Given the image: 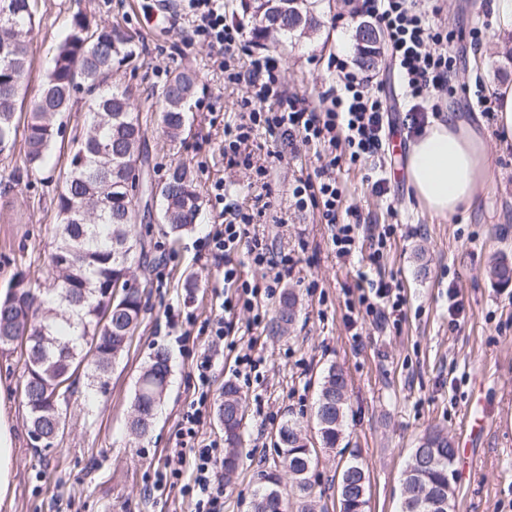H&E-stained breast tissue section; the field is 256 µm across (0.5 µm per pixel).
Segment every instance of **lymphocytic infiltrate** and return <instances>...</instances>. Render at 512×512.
<instances>
[{
  "mask_svg": "<svg viewBox=\"0 0 512 512\" xmlns=\"http://www.w3.org/2000/svg\"><path fill=\"white\" fill-rule=\"evenodd\" d=\"M195 34L206 36L224 50L241 44L243 32L224 18V0H187ZM358 13L373 18L382 28L387 50L393 62L398 85L410 103L403 118L407 136L420 135L429 114L438 112L434 94L453 92L452 75L459 65L456 55L447 50L453 34L435 23L416 0H360ZM338 78L327 93L328 105L316 108L288 90L275 59L267 54H249L245 67L227 68L228 82H248L254 90V105L240 121L224 125V166L232 169L248 166L252 156L244 150L255 130H264L281 145L317 144L326 150L314 176L296 179L292 188L294 207L300 212L317 213L321 223L331 231V241L338 258L367 249L369 267L376 277L367 279L366 289L358 297V306L373 324L384 330L399 329L405 316L404 299L394 288V276L382 274L381 261L387 244L395 235L391 224L358 222L355 209H343L342 189L336 177L340 163L351 166L372 164L369 176L371 191L387 195L390 179L380 165L381 152L393 124L383 97V88L369 77L354 71L343 57L334 61ZM207 193L215 212L213 225L206 236L211 257L224 267V282L235 289L225 297L222 317L211 324L212 339L223 341L231 333L228 319L237 306L253 307L258 295H274L285 277L291 274L294 257L278 250L268 239L250 231L263 211L257 205H242L231 200L223 180L212 181ZM246 251L252 264L275 271L271 281L258 286L240 276L235 255ZM215 363L203 357L196 365L199 396L182 414L177 436L181 446L192 450L193 478L182 482L180 469L155 472L153 492L168 494L179 491L191 498L195 512H224V448L213 441L198 445L199 427L208 417V400Z\"/></svg>",
  "mask_w": 512,
  "mask_h": 512,
  "instance_id": "lymphocytic-infiltrate-1",
  "label": "lymphocytic infiltrate"
}]
</instances>
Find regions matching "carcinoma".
<instances>
[{
  "mask_svg": "<svg viewBox=\"0 0 512 512\" xmlns=\"http://www.w3.org/2000/svg\"><path fill=\"white\" fill-rule=\"evenodd\" d=\"M9 10L0 15V151L15 145V114L28 68V46L35 22L30 0H0ZM320 0H244L243 12L255 21L254 37L262 47L271 33L283 37L306 35L320 29ZM359 60L375 66L382 34L365 37L356 31ZM136 46L116 29L93 25L78 10L69 18L51 58V66L29 115L23 157L16 171H35L43 166L59 129L54 118L70 110L73 93L84 88L93 93L106 83L112 70L129 64ZM198 77L176 71L163 86L160 121L167 135L176 138L188 121L187 104L196 93ZM90 133L73 140L70 169L60 187L56 208L57 245L50 255L56 273L54 287L45 290L19 272L10 282L20 299H0V351L20 350L24 360L22 389L26 401L28 433L43 436L33 445L51 447L64 425L62 405L73 393L78 372L88 385L106 392L112 366L123 355L143 311L144 290L127 287L133 261L146 263L145 251L137 250L130 226L140 218L127 183L134 171L141 173L143 195L161 201L158 219L175 239L196 222L202 196L193 172L184 162L170 169L166 180L155 186L149 173V155L142 149L144 129L135 111L131 92L118 85L95 96L89 106ZM490 279L498 286L512 284V263L498 257L489 266ZM295 295L283 294L276 327L295 317ZM171 376V360L162 348L154 350L136 381L134 416L129 428L146 435L157 406L164 399ZM347 380L334 364L319 382L316 407L317 433L325 448L342 438ZM245 408L239 390L224 383L218 406V422L224 430V478L235 471L242 453L241 435ZM278 456L293 480L301 512L313 490L303 472L312 464L314 449L308 446L303 427L287 421L279 427ZM456 448L448 435L429 431L412 452L403 479L400 512H433L431 503L453 497L446 493L448 471ZM366 473L359 454L341 472L340 497L345 512H365ZM281 476L271 470L260 478L250 502L252 512H287L280 490Z\"/></svg>",
  "mask_w": 512,
  "mask_h": 512,
  "instance_id": "cac0c4a2",
  "label": "carcinoma"
}]
</instances>
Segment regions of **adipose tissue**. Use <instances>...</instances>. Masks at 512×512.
Instances as JSON below:
<instances>
[{
  "label": "adipose tissue",
  "mask_w": 512,
  "mask_h": 512,
  "mask_svg": "<svg viewBox=\"0 0 512 512\" xmlns=\"http://www.w3.org/2000/svg\"><path fill=\"white\" fill-rule=\"evenodd\" d=\"M485 154L482 138L466 119L452 112L412 144L408 177L419 199L435 215L449 217L488 181Z\"/></svg>",
  "instance_id": "adipose-tissue-1"
}]
</instances>
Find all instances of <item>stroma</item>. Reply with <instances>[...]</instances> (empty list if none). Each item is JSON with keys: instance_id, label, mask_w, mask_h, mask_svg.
Masks as SVG:
<instances>
[{"instance_id": "obj_1", "label": "stroma", "mask_w": 512, "mask_h": 512, "mask_svg": "<svg viewBox=\"0 0 512 512\" xmlns=\"http://www.w3.org/2000/svg\"><path fill=\"white\" fill-rule=\"evenodd\" d=\"M438 21L456 38L450 53L462 62L456 86L481 82L487 93L512 83V29L505 28L491 0H439ZM180 0H33L35 29L25 102L27 118L47 74L66 19L83 10L97 23L117 26L133 38L136 58L114 73L111 84L129 87L148 121L145 142L162 181L171 164L188 163L199 189L225 178L233 199L254 202L266 196L270 207L255 230L297 260L281 290L297 297L295 320L286 330L274 327L280 299H267L270 318L252 328V313L237 308L234 347L208 344L202 332L220 315L223 270L203 243L213 220L203 205L191 230L172 240L165 225L135 224L134 239L144 242L152 267L134 264L131 277L149 281L146 309L129 345L112 370L107 394H95L79 381L64 413L65 426L53 447H33L26 429L18 353H0V407L14 434V464L0 512H194L178 493L149 494L154 472L178 452L177 424L197 397L195 366L203 355L217 361L208 404L217 408L225 380H235L246 406L243 454L224 489V512H249L262 471L278 465L274 434L286 420L315 426L318 380L329 364L343 368L349 383L344 438L322 448L310 470L315 485L314 512H339L340 467L359 449L367 472V512H399L404 472L420 437L431 430L447 433L461 453L454 464L453 512H512V285L494 286L487 269L497 257L512 260V140L501 139L494 122L466 94L439 97L441 109L463 113L481 134L490 170L488 183L472 202L452 217H440L414 194L408 178L392 180L388 197L375 196L365 170L338 174L346 204L357 207L370 224H393L397 231L383 266L395 273L406 297V317L399 330L365 325L353 335L348 305L359 295L356 272L361 256L338 261L326 225L312 213L296 212L291 186L313 173L314 148L281 154L265 134L254 143V167L224 169L225 122L240 119L252 98L247 82L230 84L217 62L223 53L194 36ZM321 28L301 38H281L275 55L288 88L309 106L322 103L336 83L335 56L358 59L355 40L360 21L352 0H323ZM484 25L483 44L471 49L469 30ZM199 75L189 103V122L169 141L158 120L160 92L171 71ZM86 93H79L60 121L47 162L32 174H15L16 153L0 154V291L17 272L42 287L52 284L49 257L58 222L55 196L67 169L72 139L90 122ZM267 169L257 180L255 166ZM457 288L465 311L449 327L448 290ZM182 325L169 328L168 311ZM159 347L169 350L172 373L167 394L151 431L131 435L134 386L141 366ZM252 349L263 359L258 376L235 375L237 350ZM477 469H469V460Z\"/></svg>"}]
</instances>
